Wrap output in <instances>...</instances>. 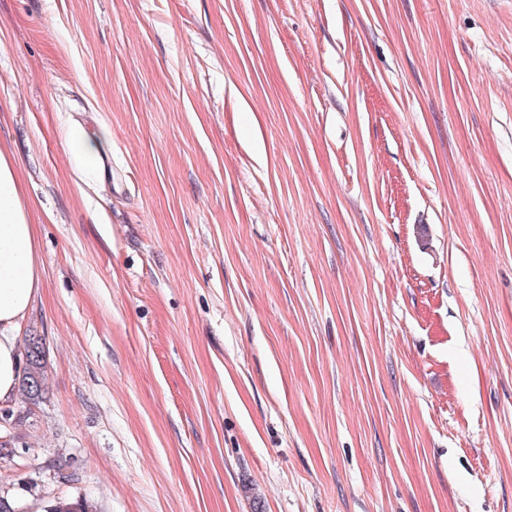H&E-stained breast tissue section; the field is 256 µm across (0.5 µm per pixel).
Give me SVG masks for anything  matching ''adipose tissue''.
I'll return each instance as SVG.
<instances>
[{"mask_svg": "<svg viewBox=\"0 0 512 512\" xmlns=\"http://www.w3.org/2000/svg\"><path fill=\"white\" fill-rule=\"evenodd\" d=\"M70 155L87 174L103 170L104 143L78 129L65 134ZM41 288L36 231L23 199L13 157L0 149V406L18 396L23 364L18 350L20 328Z\"/></svg>", "mask_w": 512, "mask_h": 512, "instance_id": "1", "label": "adipose tissue"}]
</instances>
